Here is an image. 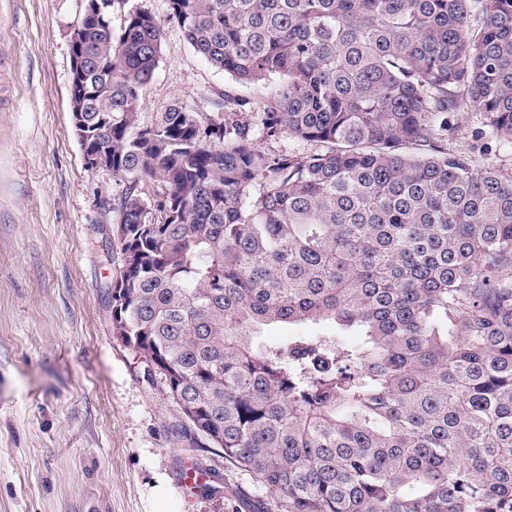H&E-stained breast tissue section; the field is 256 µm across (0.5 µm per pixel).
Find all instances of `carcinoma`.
<instances>
[{
    "instance_id": "carcinoma-1",
    "label": "carcinoma",
    "mask_w": 512,
    "mask_h": 512,
    "mask_svg": "<svg viewBox=\"0 0 512 512\" xmlns=\"http://www.w3.org/2000/svg\"><path fill=\"white\" fill-rule=\"evenodd\" d=\"M247 101L139 118L163 53L137 6L86 27L75 95L125 189L112 328L164 376L177 438L218 448L285 512H512V179L438 142L512 143V0H169ZM427 143L408 154L402 145ZM162 193L148 202L142 187ZM361 336L261 343L282 324Z\"/></svg>"
}]
</instances>
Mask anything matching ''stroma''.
<instances>
[{"mask_svg":"<svg viewBox=\"0 0 512 512\" xmlns=\"http://www.w3.org/2000/svg\"><path fill=\"white\" fill-rule=\"evenodd\" d=\"M163 25V56L140 92L142 123L173 103L210 119L225 95L268 151L315 152L260 123L273 82L243 85L185 42L168 0H133ZM85 0H0V512H285L215 448L174 443L162 375L114 335L108 289L122 263L121 179L84 165L70 111V42ZM454 116L444 141L512 173V144ZM205 470L219 492H178ZM164 487L158 503L156 487Z\"/></svg>","mask_w":512,"mask_h":512,"instance_id":"1","label":"stroma"}]
</instances>
